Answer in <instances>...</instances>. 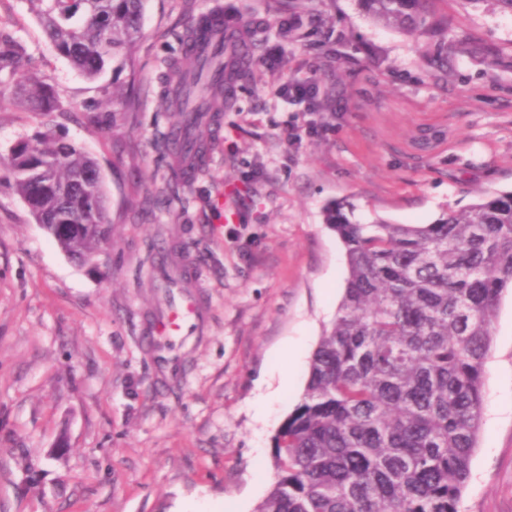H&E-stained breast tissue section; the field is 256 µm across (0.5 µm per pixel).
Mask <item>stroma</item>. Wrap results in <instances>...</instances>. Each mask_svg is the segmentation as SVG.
I'll use <instances>...</instances> for the list:
<instances>
[{
	"label": "stroma",
	"instance_id": "1",
	"mask_svg": "<svg viewBox=\"0 0 512 512\" xmlns=\"http://www.w3.org/2000/svg\"><path fill=\"white\" fill-rule=\"evenodd\" d=\"M302 4L147 0L124 69L89 80L45 41L27 0H0V30L64 107L57 132L96 158L113 225L111 247L78 264L0 172V512H182L191 499L254 512L274 480L273 437L345 286L326 209L430 224L480 192L512 190V11L439 0L441 58L359 0ZM217 7L267 31L206 129L201 171L179 181L158 148L163 92L186 31ZM293 77L318 85L311 108L276 96ZM116 86L131 102L117 125ZM297 116L320 135L285 141ZM41 121L1 102L0 155ZM491 336L462 512H512V288ZM270 386L280 392L258 415Z\"/></svg>",
	"mask_w": 512,
	"mask_h": 512
}]
</instances>
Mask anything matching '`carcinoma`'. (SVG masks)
Here are the masks:
<instances>
[{"label":"carcinoma","mask_w":512,"mask_h":512,"mask_svg":"<svg viewBox=\"0 0 512 512\" xmlns=\"http://www.w3.org/2000/svg\"><path fill=\"white\" fill-rule=\"evenodd\" d=\"M52 48L88 79L116 69L141 34L146 0H28ZM437 0H361L376 23L439 36ZM167 97L164 148L188 179L204 154L200 128L224 111V43L189 55ZM30 104L42 130L16 141L3 171L71 259L112 243L95 159L57 137L63 111L21 42L0 32V100ZM325 221L346 249L336 318L312 354L301 401L274 437V482L254 512H461L482 418L491 325L512 288V192L483 194L432 224Z\"/></svg>","instance_id":"cac0c4a2"}]
</instances>
